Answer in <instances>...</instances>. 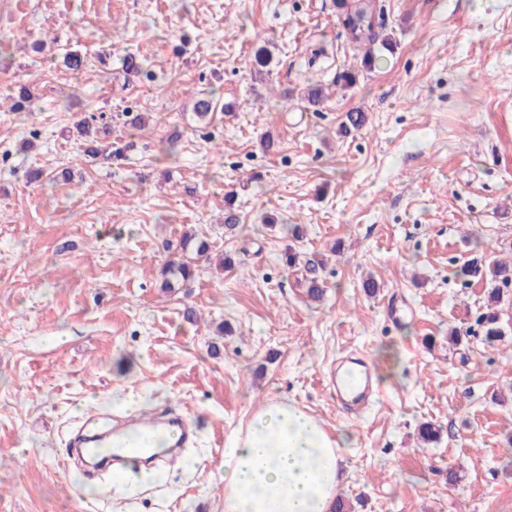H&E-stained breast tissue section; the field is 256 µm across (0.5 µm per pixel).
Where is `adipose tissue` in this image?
<instances>
[{"label": "adipose tissue", "mask_w": 512, "mask_h": 512, "mask_svg": "<svg viewBox=\"0 0 512 512\" xmlns=\"http://www.w3.org/2000/svg\"><path fill=\"white\" fill-rule=\"evenodd\" d=\"M340 463L336 440L315 416L264 404L226 441L224 512H331Z\"/></svg>", "instance_id": "adipose-tissue-1"}]
</instances>
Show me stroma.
Listing matches in <instances>:
<instances>
[{
  "label": "stroma",
  "mask_w": 512,
  "mask_h": 512,
  "mask_svg": "<svg viewBox=\"0 0 512 512\" xmlns=\"http://www.w3.org/2000/svg\"><path fill=\"white\" fill-rule=\"evenodd\" d=\"M384 4L393 47L368 70L333 0H0V98L37 95L0 108V512H224L226 439L270 401L338 438L350 512H512V289L500 340L479 322L480 269L512 261V0ZM356 109L365 125L344 130ZM90 114L124 158L85 155ZM228 206L247 235L225 233ZM188 232L211 260L164 291L163 245ZM291 250L322 260V302ZM355 350L380 392L359 413L330 395ZM126 396L196 421L194 461L153 485L63 469L79 419L121 418Z\"/></svg>",
  "instance_id": "35a3bbf8"
}]
</instances>
